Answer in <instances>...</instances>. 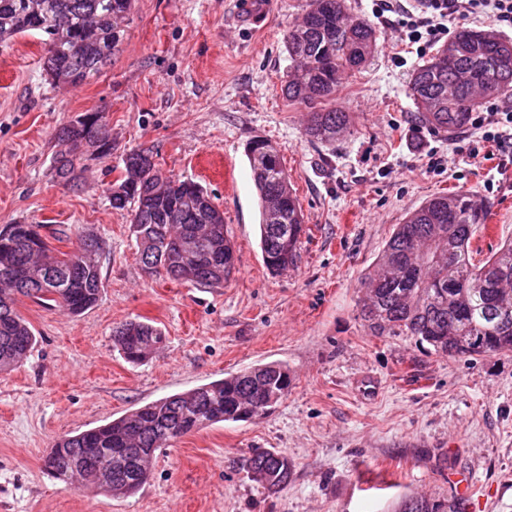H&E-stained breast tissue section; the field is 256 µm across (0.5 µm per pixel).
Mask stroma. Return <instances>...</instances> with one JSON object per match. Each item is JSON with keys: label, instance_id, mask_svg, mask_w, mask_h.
Wrapping results in <instances>:
<instances>
[{"label": "stroma", "instance_id": "obj_1", "mask_svg": "<svg viewBox=\"0 0 512 512\" xmlns=\"http://www.w3.org/2000/svg\"><path fill=\"white\" fill-rule=\"evenodd\" d=\"M346 4L379 39L336 96L352 124L330 145L310 141L308 109L281 92L283 34L305 0H134L111 63L78 86L47 79L40 35L0 47V226L44 225L62 252L88 232L104 247L92 309L17 301L37 344L0 373V512H399L415 495L452 497L449 480L464 472L477 487L468 512H512V354L448 357L413 336L371 335L359 316L363 274L430 196L464 189L487 207L472 241L479 257L511 238L512 165L432 168L430 148L468 154L477 131L421 124L407 92L421 59L398 15L374 16L371 0ZM83 112L105 113L112 153L87 161L73 190L53 179L52 156L57 130ZM255 139L281 156L305 220L296 266L277 274L260 247L246 155ZM139 145L155 146L166 174L200 183L223 211L237 257L229 282L142 273L130 217L107 199L122 156ZM137 319L166 342L131 364L113 332ZM269 362L287 367V395L259 420L173 440L136 495L66 486L41 469L62 435ZM257 448L291 461L279 492L238 468Z\"/></svg>", "mask_w": 512, "mask_h": 512}]
</instances>
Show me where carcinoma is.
<instances>
[{
	"mask_svg": "<svg viewBox=\"0 0 512 512\" xmlns=\"http://www.w3.org/2000/svg\"><path fill=\"white\" fill-rule=\"evenodd\" d=\"M132 2L0 0V46L37 32L47 45L49 79L81 85L99 76L118 51L123 40L119 21ZM345 18L346 0H306L302 22L284 35L291 66L283 93L288 101L312 108L305 128L312 141L331 142L348 129L347 113L316 105L336 98L344 76L375 56L373 23L357 19L348 27ZM483 34L459 29L438 49L453 47V66L440 68L434 56L411 72L408 95L426 126L452 132L465 125L480 106L470 98L478 87L489 98L512 92V42L498 37L489 43ZM56 140L52 170L66 187L79 186L85 161L112 154L110 129L97 112L77 115L59 129ZM246 152L261 208L262 253L271 259L267 269L279 272L296 263L304 215L279 154L269 153L263 140L251 141ZM157 157L152 146L126 153L118 182L127 187L108 196L109 204L131 212L135 239L154 242L152 257L166 277L200 287L228 281L236 258L224 213L200 184L165 174ZM486 220V209L466 190L433 195L410 212L361 279L367 294L360 314L371 334L414 336L451 357L512 353V239L476 259L471 241ZM14 228L9 236L0 232V372L21 364L36 342L30 323L16 309L17 296L79 315L97 304L101 291L102 247L56 252L33 240L43 225ZM48 273L59 283L56 293L42 286ZM165 340L159 327L137 320L114 334L116 347L131 363L145 361ZM257 376L279 392L290 385L287 369L268 363L170 395L105 425L60 437L43 457V470L66 485L78 476L98 491L131 496L146 483L144 473L168 439L219 422L248 420L254 402L263 400ZM119 457L127 462L123 475L114 471ZM243 467L265 474L261 486L272 493L292 476L288 458L271 450L255 451ZM401 512H467V505L456 497L445 503L420 496L404 500Z\"/></svg>",
	"mask_w": 512,
	"mask_h": 512,
	"instance_id": "obj_1",
	"label": "carcinoma"
}]
</instances>
